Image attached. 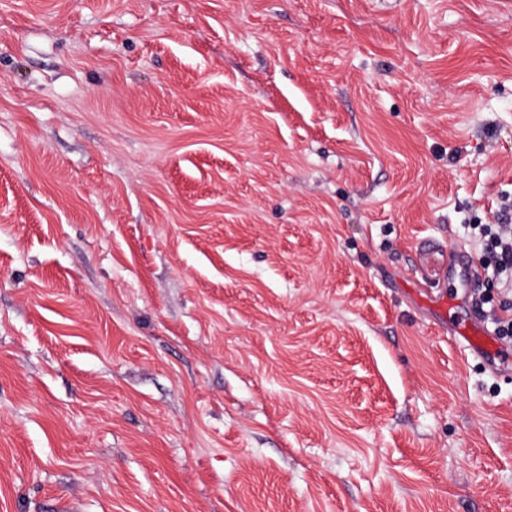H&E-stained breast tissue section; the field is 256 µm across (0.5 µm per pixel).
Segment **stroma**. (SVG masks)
<instances>
[{
    "instance_id": "1",
    "label": "stroma",
    "mask_w": 512,
    "mask_h": 512,
    "mask_svg": "<svg viewBox=\"0 0 512 512\" xmlns=\"http://www.w3.org/2000/svg\"><path fill=\"white\" fill-rule=\"evenodd\" d=\"M506 197L512 0H0V512H512ZM496 224H483L480 227L484 237H489L497 257V272L504 281V286L512 288V201H501L494 216ZM494 320L500 325L497 336L501 339L511 338L512 320ZM497 336L478 316L456 322L448 328V340L454 345L462 346L471 354L486 359L493 370L509 369L512 364L511 348L505 347Z\"/></svg>"
}]
</instances>
